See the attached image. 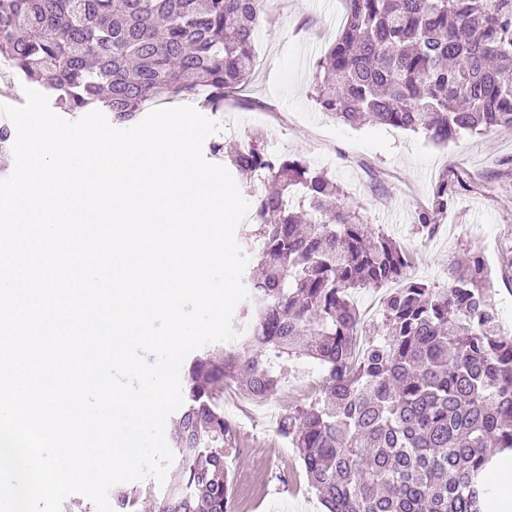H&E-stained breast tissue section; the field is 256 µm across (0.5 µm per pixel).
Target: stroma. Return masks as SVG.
Instances as JSON below:
<instances>
[{
	"label": "stroma",
	"instance_id": "stroma-1",
	"mask_svg": "<svg viewBox=\"0 0 512 512\" xmlns=\"http://www.w3.org/2000/svg\"><path fill=\"white\" fill-rule=\"evenodd\" d=\"M344 15L342 0H267L250 79L211 115L224 125L216 140L229 146L260 134L269 152L324 169L368 224L407 249L416 279L446 284L449 255L477 247L493 273L500 323L512 333V129L437 146L421 134L375 123L352 127L322 112L314 101V64ZM443 177L448 211L429 236L418 214L431 206ZM320 376L315 362L296 361L266 411L227 391L239 404L231 417L235 512H323L296 449L275 434L280 417L306 403Z\"/></svg>",
	"mask_w": 512,
	"mask_h": 512
}]
</instances>
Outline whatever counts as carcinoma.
I'll return each mask as SVG.
<instances>
[{
	"mask_svg": "<svg viewBox=\"0 0 512 512\" xmlns=\"http://www.w3.org/2000/svg\"><path fill=\"white\" fill-rule=\"evenodd\" d=\"M345 21L316 62L315 102L337 121H367L445 144L512 128V0H344ZM265 0H0V60L62 112L98 101L125 124L160 99L224 108L247 80ZM271 181L253 203L243 336L191 362L170 449L177 480L112 490L113 512H232L227 459L236 430L224 391L268 401L288 365L317 362L309 402L277 436L301 449L325 512H483V475L512 450V336L499 323L477 249L448 262V283L410 275L412 258L346 204L344 190L257 135L229 154ZM448 210L440 180L420 227ZM385 294L363 350L353 297Z\"/></svg>",
	"mask_w": 512,
	"mask_h": 512,
	"instance_id": "cac0c4a2",
	"label": "carcinoma"
}]
</instances>
